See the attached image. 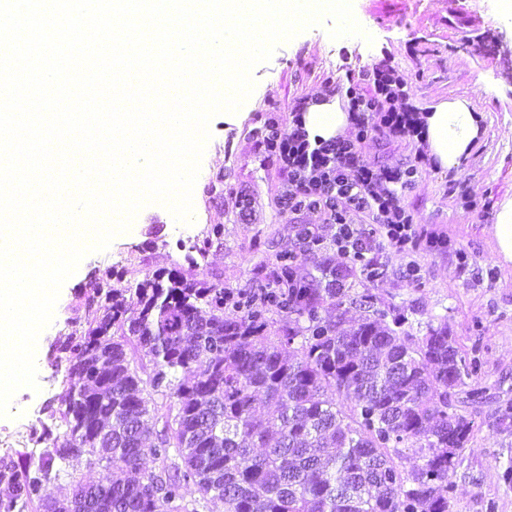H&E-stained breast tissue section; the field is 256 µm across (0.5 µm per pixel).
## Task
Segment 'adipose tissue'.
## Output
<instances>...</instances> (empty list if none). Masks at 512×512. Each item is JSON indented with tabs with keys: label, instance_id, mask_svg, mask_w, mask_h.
<instances>
[{
	"label": "adipose tissue",
	"instance_id": "ef3b65f1",
	"mask_svg": "<svg viewBox=\"0 0 512 512\" xmlns=\"http://www.w3.org/2000/svg\"><path fill=\"white\" fill-rule=\"evenodd\" d=\"M428 153L440 167L459 169L484 133L485 116L471 101L452 97L431 106L423 114ZM310 136L325 140L343 136L349 127V112L340 98L311 102L304 114Z\"/></svg>",
	"mask_w": 512,
	"mask_h": 512
}]
</instances>
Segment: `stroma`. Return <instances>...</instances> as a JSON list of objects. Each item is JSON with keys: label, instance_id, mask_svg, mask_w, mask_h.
<instances>
[{"label": "stroma", "instance_id": "stroma-1", "mask_svg": "<svg viewBox=\"0 0 512 512\" xmlns=\"http://www.w3.org/2000/svg\"><path fill=\"white\" fill-rule=\"evenodd\" d=\"M352 10L364 36L332 39L334 21L323 18L253 68L254 90L236 113L211 119L191 224L148 205L106 250L83 257L41 333L37 389L18 390L11 416L0 417V458L41 452L30 431L46 421L47 403H60L65 391L63 373L51 365V346L70 333L73 308L96 273L113 269L112 286L122 294L148 275L171 270L245 289L267 282L282 254L294 255L299 271L311 268L297 238L303 226L325 237L315 260L346 266L327 214L289 207L287 175L261 149V133L271 121L287 132L299 102L386 64L403 75L416 108L451 96L472 100L486 115L485 133L459 170L429 168L405 191L403 203L423 235L412 257L382 247L379 277L367 279L357 268L354 280L377 307L410 312L412 335H424L430 325L447 327L460 355L477 359V373L451 396L455 411L474 423L452 475L453 512H512V426L500 422L512 406V263L497 259L487 232L497 204L512 197V18L500 13L497 0H352ZM417 148L412 140L374 133L362 153L393 167L411 161ZM217 225L223 237L189 266V247ZM410 260L417 275L406 270ZM473 389L485 391L482 402L467 400Z\"/></svg>", "mask_w": 512, "mask_h": 512}]
</instances>
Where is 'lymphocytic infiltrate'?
<instances>
[{
    "label": "lymphocytic infiltrate",
    "mask_w": 512,
    "mask_h": 512,
    "mask_svg": "<svg viewBox=\"0 0 512 512\" xmlns=\"http://www.w3.org/2000/svg\"><path fill=\"white\" fill-rule=\"evenodd\" d=\"M372 75L369 90H346L350 136L310 138L302 122L307 108L302 102L291 111L288 133L271 124L263 138L265 152L288 177L289 203L329 214L336 226L337 253L366 273L376 266V246L385 244L403 255L415 249L418 234L402 199L426 159L420 150L413 162L394 169L363 159L360 146L369 132L393 138L423 135L422 119L409 102L403 78L390 66L374 69Z\"/></svg>",
    "instance_id": "f902f5d3"
}]
</instances>
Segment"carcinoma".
Here are the masks:
<instances>
[{
	"label": "carcinoma",
	"mask_w": 512,
	"mask_h": 512,
	"mask_svg": "<svg viewBox=\"0 0 512 512\" xmlns=\"http://www.w3.org/2000/svg\"><path fill=\"white\" fill-rule=\"evenodd\" d=\"M294 261L229 316L219 281L159 273L127 297L100 272L52 346L67 389L48 407L56 426L30 433L41 461L0 459V512H48L44 483L82 463L101 479L56 512H199L209 499L224 512H451L471 422L448 397L477 364L446 326L404 335L405 316L352 292L349 270L320 262L299 277ZM348 302L365 314L347 327ZM155 394L174 399L161 420Z\"/></svg>",
	"instance_id": "carcinoma-1"
}]
</instances>
